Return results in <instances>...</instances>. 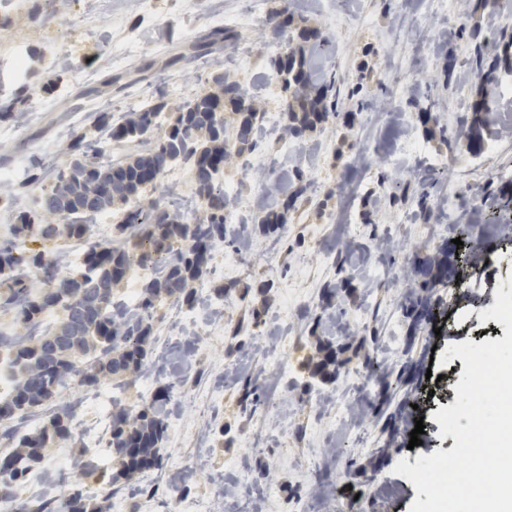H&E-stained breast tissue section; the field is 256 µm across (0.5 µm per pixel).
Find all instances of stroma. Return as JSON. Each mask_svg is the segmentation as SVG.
Instances as JSON below:
<instances>
[{
	"instance_id": "obj_1",
	"label": "stroma",
	"mask_w": 512,
	"mask_h": 512,
	"mask_svg": "<svg viewBox=\"0 0 512 512\" xmlns=\"http://www.w3.org/2000/svg\"><path fill=\"white\" fill-rule=\"evenodd\" d=\"M447 11L417 0L404 11L401 0H153L145 13L130 0H68L65 13L52 12L43 0H16L0 7V98L26 89L20 109L25 122L9 123L6 151L0 152V177L18 192L17 204L39 211L40 200L67 171L71 146L81 141L99 164L129 160L147 150L144 142L118 143L109 124L142 108H160V126L168 128L190 96L211 90L217 76L237 82L259 112H283L286 92L267 97L273 81L270 61L282 41L267 24L272 9L290 8L319 28L322 70L334 73L340 89L338 117L296 142L286 157L279 130L262 128L254 150L233 155L216 188L234 182L236 201L246 222L259 208L277 207L248 169L263 164L278 179L283 194L297 185L306 191L287 215L282 234L248 230L234 246L218 243L203 278L192 285L191 299L167 301L153 317L145 365L161 363L156 388L171 386L163 464L127 480L109 446V431L99 434L97 449L83 438L90 417L74 418L75 440L46 449L51 485H26L22 501L50 492L65 503L76 492L95 499L110 494L109 512H169L179 504L191 512L209 501L211 512H295L297 500L309 512H409L416 489L395 474L399 459L450 451L453 436H441L428 390L438 377H458L451 366L431 363L432 352L452 343H479L487 331L496 339L504 327L480 319L496 302V290L512 276V69H498L492 82L473 77L478 40L497 41L512 34V0H447ZM365 13L368 22L336 30L332 16L341 7ZM46 20L33 19L35 10ZM250 10L251 29H236L228 46L196 50L214 24L212 15ZM134 41L136 53L124 57L122 44ZM189 65L172 64L176 55ZM492 102L493 114L481 130V145H470L471 105L479 93ZM430 108L435 120L423 125L418 111ZM104 124H96L95 115ZM42 179L28 181L31 169ZM466 196L481 217L461 215L445 225L449 192ZM429 193L430 216L418 207ZM494 199L483 203L484 196ZM157 200L171 209L198 205L194 172L185 162L168 167L155 186L110 214L115 226L102 243L118 238L116 225L127 210ZM14 204V205H17ZM13 204L0 199V241L11 239ZM480 245V268L466 267L465 294L448 284L432 291V323L411 332L403 307L413 296L396 276L415 257L456 238ZM350 277L355 295L339 294L332 307L319 303L322 289L340 276ZM211 304L199 308L202 296ZM290 326L287 343L276 355L282 372L258 374L268 331ZM376 343H365L368 335ZM345 346L348 369L364 357L382 365L403 357L418 364L412 382L392 386L394 401L405 408L394 433L382 432L373 419L344 423L334 409L315 405L320 393L336 401L356 402L361 395L342 382L326 383L312 371L318 341ZM255 381L264 401L256 413L244 410L247 381ZM141 374L115 375L94 386L63 387L58 404L68 405L102 391L119 404L142 401ZM225 385L222 400L209 399L214 383ZM425 425L419 446H410L411 423ZM194 464L193 476L181 467ZM248 470L253 487H237V473Z\"/></svg>"
}]
</instances>
